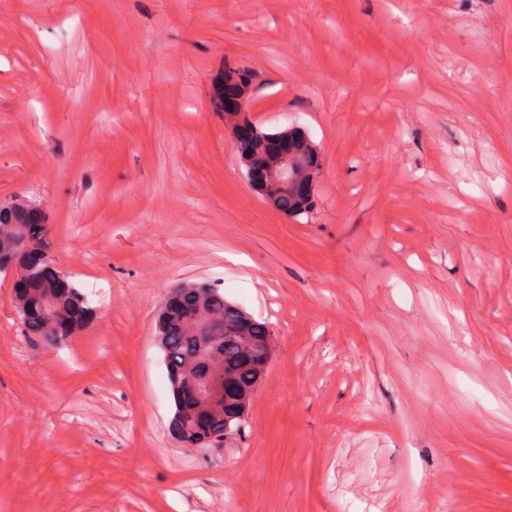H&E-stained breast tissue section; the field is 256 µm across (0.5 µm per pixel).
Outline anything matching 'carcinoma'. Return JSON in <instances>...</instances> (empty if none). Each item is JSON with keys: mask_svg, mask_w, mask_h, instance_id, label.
<instances>
[{"mask_svg": "<svg viewBox=\"0 0 512 512\" xmlns=\"http://www.w3.org/2000/svg\"><path fill=\"white\" fill-rule=\"evenodd\" d=\"M241 88L252 85L251 75L229 71L221 84ZM297 149L307 158L312 174L319 173V152L302 131L286 128ZM281 130H259L251 141L240 145V156L260 161L265 141ZM314 205L313 196L297 198L276 191L271 206L294 217L307 216ZM49 225L41 214L32 211V203L21 196L0 201V273L17 270L14 301L17 312L30 311L46 302L49 316L34 315L24 322L31 335L50 344L70 339L90 318L92 311L84 294L71 276L53 265L32 266L24 256L30 251L49 255ZM182 304L160 312L155 324L157 344L164 355L173 396L172 430L190 443L207 441L219 444L240 430L251 400L247 396L261 382L260 372L267 370L271 336L266 324L245 318V311L227 301L224 294L203 283L177 286ZM229 373L224 392H215L207 402L212 413L207 425H197L185 409L188 386L221 378Z\"/></svg>", "mask_w": 512, "mask_h": 512, "instance_id": "obj_1", "label": "carcinoma"}]
</instances>
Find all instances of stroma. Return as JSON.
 I'll return each instance as SVG.
<instances>
[{"instance_id":"stroma-1","label":"stroma","mask_w":512,"mask_h":512,"mask_svg":"<svg viewBox=\"0 0 512 512\" xmlns=\"http://www.w3.org/2000/svg\"><path fill=\"white\" fill-rule=\"evenodd\" d=\"M302 126L293 219L214 106ZM91 299L28 336L0 275V512H512V0H0V199ZM266 323L241 431L170 432L165 295Z\"/></svg>"}]
</instances>
